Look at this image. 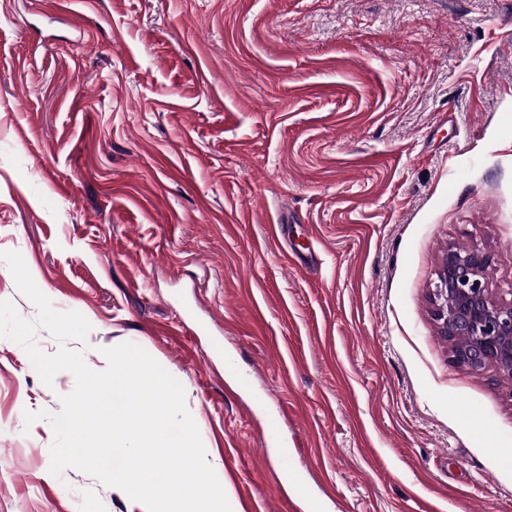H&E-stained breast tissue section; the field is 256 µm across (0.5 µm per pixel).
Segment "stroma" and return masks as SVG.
<instances>
[{
  "instance_id": "obj_1",
  "label": "stroma",
  "mask_w": 512,
  "mask_h": 512,
  "mask_svg": "<svg viewBox=\"0 0 512 512\" xmlns=\"http://www.w3.org/2000/svg\"><path fill=\"white\" fill-rule=\"evenodd\" d=\"M452 246L512 301V0H0V252L91 370L130 342L180 382L239 512H512V377L434 315ZM28 360L0 338V512H148L51 473L24 413L75 378Z\"/></svg>"
}]
</instances>
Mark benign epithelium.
I'll return each instance as SVG.
<instances>
[{"label": "benign epithelium", "instance_id": "1", "mask_svg": "<svg viewBox=\"0 0 512 512\" xmlns=\"http://www.w3.org/2000/svg\"><path fill=\"white\" fill-rule=\"evenodd\" d=\"M490 257L479 248L448 249L433 289L441 335L465 342L453 362L473 372L488 366L512 375V302L495 301L487 288Z\"/></svg>", "mask_w": 512, "mask_h": 512}]
</instances>
